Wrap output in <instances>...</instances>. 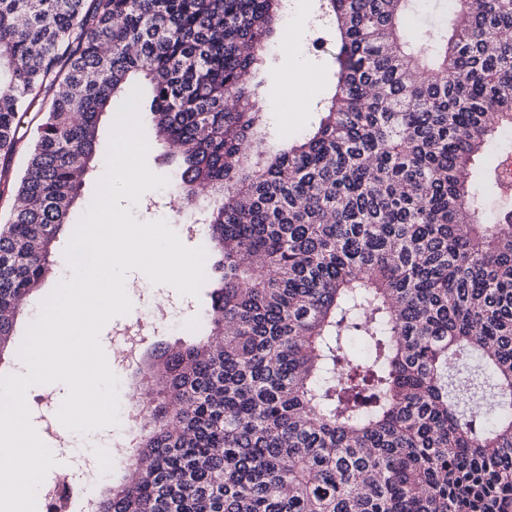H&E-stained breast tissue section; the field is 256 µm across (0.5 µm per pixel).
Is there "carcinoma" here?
Instances as JSON below:
<instances>
[{"label": "carcinoma", "mask_w": 512, "mask_h": 512, "mask_svg": "<svg viewBox=\"0 0 512 512\" xmlns=\"http://www.w3.org/2000/svg\"><path fill=\"white\" fill-rule=\"evenodd\" d=\"M411 2L322 0L334 91L267 155L246 80L287 0H0L3 162L57 87L0 227V354L136 85L222 270L94 512H512V222L474 190L512 126V0H457L440 41Z\"/></svg>", "instance_id": "cac0c4a2"}]
</instances>
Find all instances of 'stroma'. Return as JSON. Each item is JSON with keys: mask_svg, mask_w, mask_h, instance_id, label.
<instances>
[{"mask_svg": "<svg viewBox=\"0 0 512 512\" xmlns=\"http://www.w3.org/2000/svg\"><path fill=\"white\" fill-rule=\"evenodd\" d=\"M289 6L301 5L307 10L310 20L305 32L291 38L289 45L270 51L262 67L256 72L254 80L258 84V93L266 112L268 147L276 148L281 144L283 135H296L311 128L319 119L325 98L330 97L333 88L334 54L336 40L325 27V19L320 10V0H288ZM301 61L307 79L316 90V96L307 111L292 112L288 117H281L274 106L279 99V89L272 82V74L288 69L293 61ZM41 118L39 112L29 111L22 118L19 127V143L9 165L0 164V185L8 184L9 189L0 192V224L8 220L13 206L12 185L18 183L24 174L29 158V148L36 136V126ZM112 114H103L99 126L96 159L85 179L82 195L70 211L71 223H78L82 214L91 204L96 187L105 171V157L113 126ZM120 207L129 209L137 221L166 220L170 226L177 227L178 219L174 209L178 202L169 189L146 192L138 205H131L129 200L120 199ZM219 285V275L207 271L206 281L197 297L191 298L187 309L181 311L178 321L181 331L174 332L161 329L154 335L152 343L146 344L142 357H149L155 344L181 345L207 336L208 324L205 313L211 305V293ZM127 292L137 312H146L158 308L160 300H172L176 297L175 289L154 285L133 270L126 276Z\"/></svg>", "mask_w": 512, "mask_h": 512, "instance_id": "35a3bbf8", "label": "stroma"}]
</instances>
